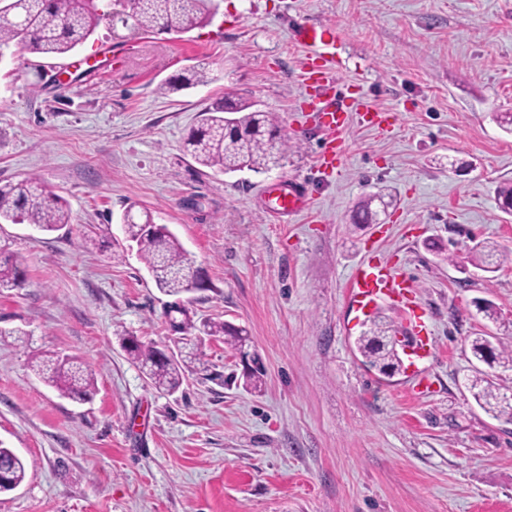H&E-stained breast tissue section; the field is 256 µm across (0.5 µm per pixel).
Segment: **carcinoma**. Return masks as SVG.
<instances>
[{"label":"carcinoma","mask_w":512,"mask_h":512,"mask_svg":"<svg viewBox=\"0 0 512 512\" xmlns=\"http://www.w3.org/2000/svg\"><path fill=\"white\" fill-rule=\"evenodd\" d=\"M99 0H23L0 8V57L13 44H27L36 53L63 56L84 44L99 23L114 19L113 11L101 12ZM113 5L127 12L122 27L131 34L155 29L183 34L209 23L214 17V0H113ZM207 82L205 71L195 67L160 85L170 92ZM201 119L184 141V149L204 168L231 173L248 169L266 172L280 165L288 152V139L281 134L274 114L254 110L252 104L233 94L211 102L200 113ZM373 199L358 203L353 224L372 223L377 212ZM31 224L43 232H53L70 223L64 200L40 179L28 177L17 182L0 183V223ZM123 229L128 240L136 243L138 254L167 296L180 297L189 292L190 260L178 238L164 224L154 222L152 214L138 215L127 210ZM467 260L487 272L512 261V252H502L488 243L471 248ZM23 280L21 263L0 260V288H18ZM172 327L183 333L174 342L176 352L168 359L135 336L124 338V349L137 363L153 386L174 393L186 376L198 370L197 341L203 336H222L239 351L248 346L244 328L213 318H196V313L177 302L167 311ZM390 325L381 318L357 337L358 352L371 367L382 374L402 370L396 349L387 339ZM472 355L492 368H512V350L496 348L485 336L470 343ZM34 370L63 396L83 401L94 387L92 373L73 358L44 355L36 358ZM469 391L475 401L498 418L512 422V395L500 391L489 375L478 371L469 379ZM27 463L13 449L0 446V493L15 490L26 477Z\"/></svg>","instance_id":"carcinoma-1"}]
</instances>
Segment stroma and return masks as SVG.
I'll return each instance as SVG.
<instances>
[{
    "mask_svg": "<svg viewBox=\"0 0 512 512\" xmlns=\"http://www.w3.org/2000/svg\"><path fill=\"white\" fill-rule=\"evenodd\" d=\"M304 22L335 28L339 91L386 118H351L327 169L293 38ZM191 66L211 82L159 92ZM227 92L275 114L289 145L279 167L216 174L185 151L199 111ZM504 112L512 0H222L183 35L122 41L104 22L65 57L12 47L0 61V181L38 177L71 222L0 224V256L22 257L25 274L0 290V444L29 465L0 512H512V422L467 389L474 337L512 347V264L455 262L479 242L512 250L496 201L512 183ZM276 183L302 184L310 208L270 216ZM373 193L387 203L380 223L355 228V203ZM130 206L203 271L186 305L247 330L260 389L241 387V359L220 338L172 394L129 358L123 335L171 342L168 298L122 232ZM373 254L410 279L432 331L424 379L385 377L355 349L367 315L406 332L399 306L349 304L350 274ZM46 352L93 373L85 401L33 373Z\"/></svg>",
    "mask_w": 512,
    "mask_h": 512,
    "instance_id": "obj_1",
    "label": "stroma"
}]
</instances>
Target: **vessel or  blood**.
I'll return each instance as SVG.
<instances>
[{"label": "vessel or blood", "mask_w": 512, "mask_h": 512, "mask_svg": "<svg viewBox=\"0 0 512 512\" xmlns=\"http://www.w3.org/2000/svg\"><path fill=\"white\" fill-rule=\"evenodd\" d=\"M293 37L306 53V74L314 91L312 109L318 112L319 126L326 136L322 163L329 167L339 153L336 134L344 128L349 111L343 96L329 93L336 80V32L328 26L302 23L295 28ZM308 201L305 189L289 185L283 193L276 195L273 210L276 214L289 216L307 207ZM350 288V299L361 311L379 300L400 303L406 297L404 283L398 281L391 268L375 256L368 257L354 269ZM432 348V341L421 323H414L406 344L411 362L427 358Z\"/></svg>", "instance_id": "b4317fda"}]
</instances>
